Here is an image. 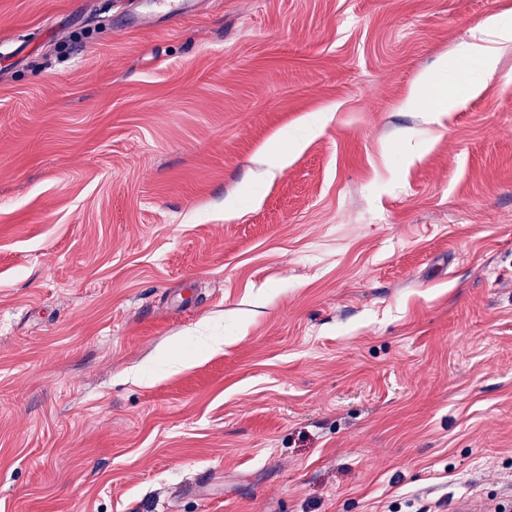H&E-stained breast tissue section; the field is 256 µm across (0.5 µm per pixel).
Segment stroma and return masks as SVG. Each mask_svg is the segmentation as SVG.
<instances>
[{
  "label": "stroma",
  "instance_id": "35a3bbf8",
  "mask_svg": "<svg viewBox=\"0 0 512 512\" xmlns=\"http://www.w3.org/2000/svg\"><path fill=\"white\" fill-rule=\"evenodd\" d=\"M151 3L0 0V512H512V0ZM496 44H512V24L503 22L499 15L490 16L482 29L471 36L463 45L462 55L478 61L489 78L495 69ZM448 64L443 62L440 69L431 72H424L417 76L409 95L404 103L408 109L429 112L428 117L435 122H439L445 112L450 108L457 107L463 104V100L456 98H449L448 96H440L435 101H430L427 92L436 87L441 78L447 73Z\"/></svg>",
  "mask_w": 512,
  "mask_h": 512
}]
</instances>
